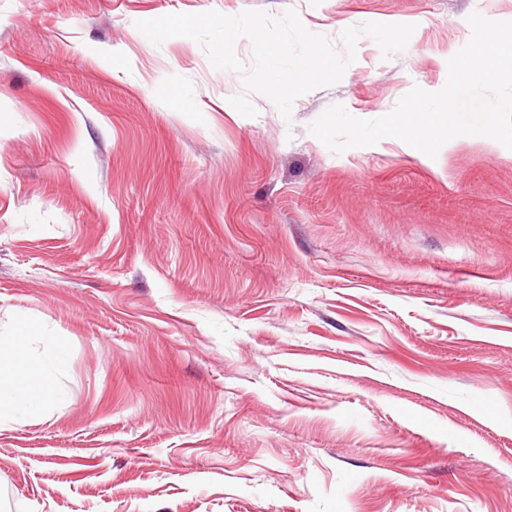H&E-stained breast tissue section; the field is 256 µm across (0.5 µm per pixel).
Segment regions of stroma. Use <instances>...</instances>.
<instances>
[{"instance_id": "1", "label": "stroma", "mask_w": 512, "mask_h": 512, "mask_svg": "<svg viewBox=\"0 0 512 512\" xmlns=\"http://www.w3.org/2000/svg\"><path fill=\"white\" fill-rule=\"evenodd\" d=\"M296 10L343 51L283 118L136 21ZM512 0H0V332L62 401L0 427V512H512V150L329 151L443 88Z\"/></svg>"}]
</instances>
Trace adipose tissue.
<instances>
[{"instance_id": "1", "label": "adipose tissue", "mask_w": 512, "mask_h": 512, "mask_svg": "<svg viewBox=\"0 0 512 512\" xmlns=\"http://www.w3.org/2000/svg\"><path fill=\"white\" fill-rule=\"evenodd\" d=\"M28 344V336L18 330L0 335V423L39 416L48 402L63 398L57 385L62 352L31 359Z\"/></svg>"}]
</instances>
